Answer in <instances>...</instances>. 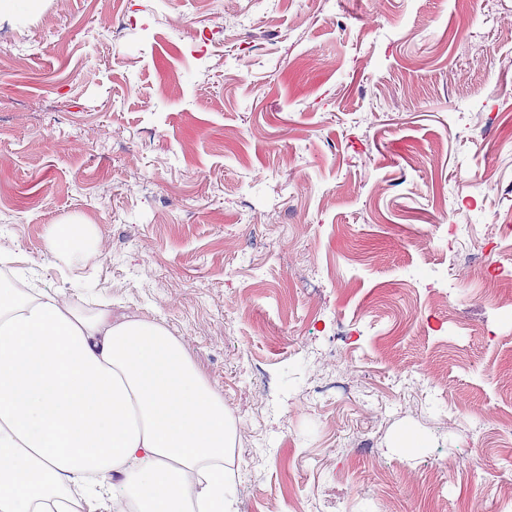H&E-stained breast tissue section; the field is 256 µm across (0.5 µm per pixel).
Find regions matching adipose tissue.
<instances>
[{"label":"adipose tissue","mask_w":512,"mask_h":512,"mask_svg":"<svg viewBox=\"0 0 512 512\" xmlns=\"http://www.w3.org/2000/svg\"><path fill=\"white\" fill-rule=\"evenodd\" d=\"M236 434L162 324L0 284V512H234Z\"/></svg>","instance_id":"ef3b65f1"}]
</instances>
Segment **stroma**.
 Returning <instances> with one entry per match:
<instances>
[{"mask_svg":"<svg viewBox=\"0 0 512 512\" xmlns=\"http://www.w3.org/2000/svg\"><path fill=\"white\" fill-rule=\"evenodd\" d=\"M507 224L512 0L0 16V263L183 342L236 512H512ZM82 239V224L53 225L48 232L47 245L52 251L74 250Z\"/></svg>","mask_w":512,"mask_h":512,"instance_id":"stroma-1","label":"stroma"}]
</instances>
